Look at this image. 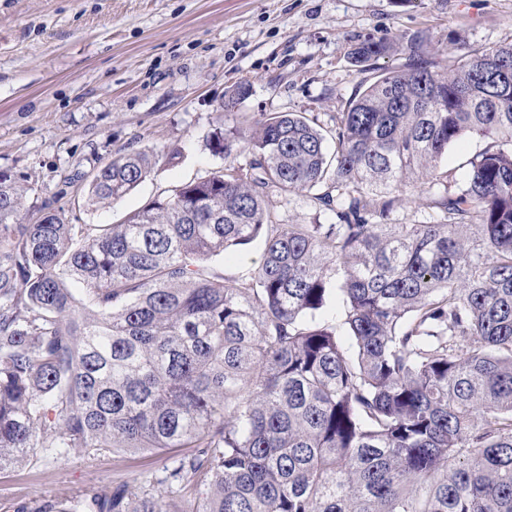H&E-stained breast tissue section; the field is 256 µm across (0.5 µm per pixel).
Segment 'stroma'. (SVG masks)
I'll return each mask as SVG.
<instances>
[{
	"label": "stroma",
	"mask_w": 512,
	"mask_h": 512,
	"mask_svg": "<svg viewBox=\"0 0 512 512\" xmlns=\"http://www.w3.org/2000/svg\"><path fill=\"white\" fill-rule=\"evenodd\" d=\"M390 53L355 65L365 38ZM512 42V0H0V171L30 191L25 223L55 199L72 224H115L173 186L246 164L212 152L215 129L245 130L272 113L294 112L334 132L369 84L407 63L411 45L447 65L451 57ZM249 95L228 96L240 80ZM487 145L464 135L440 164L457 183ZM151 151L157 163L111 205L91 204L89 184L113 157ZM282 224H332L310 192L273 193ZM161 455L25 461L0 472V512L33 504L45 488L109 492L159 479Z\"/></svg>",
	"instance_id": "1"
}]
</instances>
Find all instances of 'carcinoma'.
Returning a JSON list of instances; mask_svg holds the SVG:
<instances>
[{"mask_svg": "<svg viewBox=\"0 0 512 512\" xmlns=\"http://www.w3.org/2000/svg\"><path fill=\"white\" fill-rule=\"evenodd\" d=\"M390 50L366 38L352 58ZM467 133L489 143L459 185L437 165ZM240 138L247 166L120 224H68L50 201L23 224L30 187L0 172V470L170 460L164 500L150 481L47 488L31 512H512V43L445 68L412 54L336 113L332 151L293 112L218 130L212 151ZM155 164L112 159L90 200ZM329 177L314 200L336 223L277 222L270 192ZM416 183L432 221L390 223L387 196ZM257 239V267L212 266ZM194 484L210 493L184 499Z\"/></svg>", "mask_w": 512, "mask_h": 512, "instance_id": "1", "label": "carcinoma"}]
</instances>
